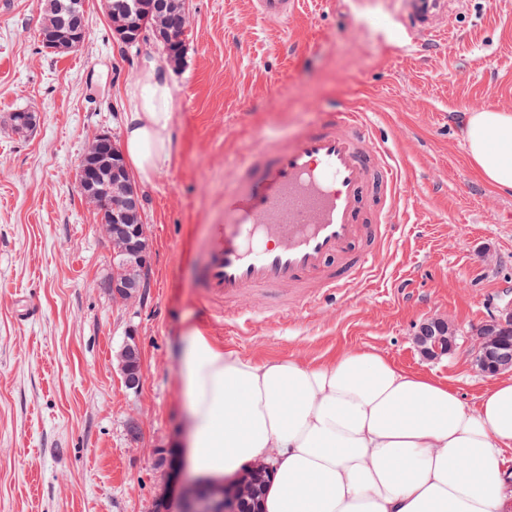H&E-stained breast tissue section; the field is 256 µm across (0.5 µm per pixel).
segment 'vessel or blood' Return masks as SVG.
<instances>
[{"label":"vessel or blood","mask_w":512,"mask_h":512,"mask_svg":"<svg viewBox=\"0 0 512 512\" xmlns=\"http://www.w3.org/2000/svg\"><path fill=\"white\" fill-rule=\"evenodd\" d=\"M263 21L292 17L298 0H250ZM449 0H402L407 39L435 45L448 32ZM214 225L205 298L238 314L241 297L284 290L286 311L361 281L384 251L398 212L394 155L376 146L366 113H323L294 138L245 144Z\"/></svg>","instance_id":"b4317fda"}]
</instances>
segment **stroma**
<instances>
[{
  "label": "stroma",
  "instance_id": "obj_1",
  "mask_svg": "<svg viewBox=\"0 0 512 512\" xmlns=\"http://www.w3.org/2000/svg\"><path fill=\"white\" fill-rule=\"evenodd\" d=\"M188 9L171 70L179 153L139 188L151 267L143 300L125 305L104 286L112 245L76 173L96 133L120 134L124 89L156 47L123 50L89 0L84 43L59 54L42 45L40 0H0V512H152L153 451L184 432L180 352L195 324L255 360L324 363L372 347L469 405L493 383L473 366L471 331L512 300V192L474 166L464 115L478 100L512 112V0H469L434 54L402 43L400 0H300L284 26L248 0ZM341 104L368 113L401 167L391 241L360 300L283 320L271 294H248L243 311L268 319L239 335V317L203 296L229 163L251 140L295 134ZM20 109L36 114L33 133L12 128ZM433 316L461 336L428 361L412 336ZM130 336L144 370L134 390L116 360Z\"/></svg>",
  "mask_w": 512,
  "mask_h": 512
}]
</instances>
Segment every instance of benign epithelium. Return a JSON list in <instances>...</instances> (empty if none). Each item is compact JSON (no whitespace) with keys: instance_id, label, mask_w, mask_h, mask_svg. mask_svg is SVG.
Instances as JSON below:
<instances>
[{"instance_id":"obj_1","label":"benign epithelium","mask_w":512,"mask_h":512,"mask_svg":"<svg viewBox=\"0 0 512 512\" xmlns=\"http://www.w3.org/2000/svg\"><path fill=\"white\" fill-rule=\"evenodd\" d=\"M153 10L152 29L164 47L182 44L183 35H176L166 27L161 0L153 4ZM146 11L144 0H128L121 11L112 13L113 34L122 42L135 43L140 32V19ZM84 37L83 30L58 29L49 33L44 44L53 51L60 50L62 45L74 50ZM12 122L17 132L25 133L36 126V116L32 112H15ZM95 139L112 142V160L93 156L82 158L78 171L79 189L96 210L99 223L112 243V279L107 283V290L115 301L136 303L147 288L150 266L148 236L143 220L128 223L131 212L142 215L140 196L128 180L121 150L113 144L112 133L101 131ZM511 328L510 304L498 317L476 329L473 363L481 375L495 377L512 370L504 360L506 353H512V339L504 336L505 330ZM457 333L452 321L432 318L419 326L413 341L424 357L436 359L453 351ZM154 464L160 470L163 482L154 500L153 512H169L172 497L180 500L182 512H233L232 503L253 498L257 481L268 477L271 470L270 465L257 463L230 483L202 487L175 473L174 462L169 460L166 448L155 449Z\"/></svg>"}]
</instances>
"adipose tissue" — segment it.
<instances>
[{"instance_id":"obj_1","label":"adipose tissue","mask_w":512,"mask_h":512,"mask_svg":"<svg viewBox=\"0 0 512 512\" xmlns=\"http://www.w3.org/2000/svg\"><path fill=\"white\" fill-rule=\"evenodd\" d=\"M125 96L123 161L148 183L177 153L165 57H143ZM465 133L484 177L512 191V113H470ZM180 375L190 468L221 480L269 463L263 512H506L512 504L501 480L512 448V376L470 406L448 384L373 349L323 364L259 361L197 326L186 334Z\"/></svg>"}]
</instances>
